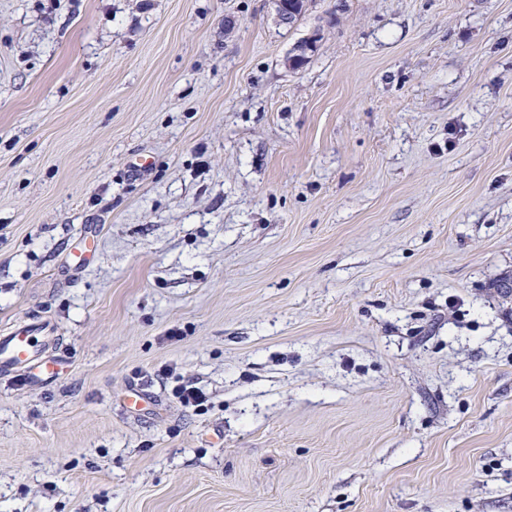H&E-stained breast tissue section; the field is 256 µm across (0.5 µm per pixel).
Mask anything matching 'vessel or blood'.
Listing matches in <instances>:
<instances>
[{
	"label": "vessel or blood",
	"mask_w": 512,
	"mask_h": 512,
	"mask_svg": "<svg viewBox=\"0 0 512 512\" xmlns=\"http://www.w3.org/2000/svg\"><path fill=\"white\" fill-rule=\"evenodd\" d=\"M53 336L52 324L37 319L0 336V370L22 369L34 376L53 380L62 372L61 362L43 354Z\"/></svg>",
	"instance_id": "b4317fda"
}]
</instances>
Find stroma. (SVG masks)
<instances>
[{
	"label": "stroma",
	"instance_id": "stroma-1",
	"mask_svg": "<svg viewBox=\"0 0 512 512\" xmlns=\"http://www.w3.org/2000/svg\"><path fill=\"white\" fill-rule=\"evenodd\" d=\"M37 317L0 512H512V0H0Z\"/></svg>",
	"mask_w": 512,
	"mask_h": 512
}]
</instances>
